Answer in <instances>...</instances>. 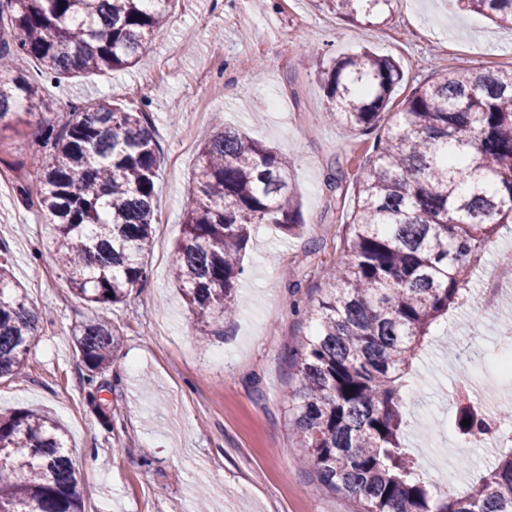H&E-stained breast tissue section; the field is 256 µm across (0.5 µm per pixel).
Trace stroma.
<instances>
[{
	"instance_id": "stroma-1",
	"label": "stroma",
	"mask_w": 512,
	"mask_h": 512,
	"mask_svg": "<svg viewBox=\"0 0 512 512\" xmlns=\"http://www.w3.org/2000/svg\"><path fill=\"white\" fill-rule=\"evenodd\" d=\"M364 47L401 65L394 111L438 68L512 67V29L453 11L446 0H396L367 22L349 21L330 0H267L261 11L250 0H174L137 65L43 82L42 112L55 123L74 102L111 97L144 108L163 159L148 276L106 310L123 341L92 402L72 329L98 309L72 292L37 201L19 192L46 163L39 125L22 113L0 131V260L41 316L20 373L0 381V413L31 408L63 426L84 512H196L203 488L212 492L208 512H359L358 502L324 488L300 463L285 396L299 384L288 352L309 332L304 310L317 295L315 270L341 251L343 226L326 178L339 168L357 173L369 145L327 119L322 72ZM219 122L286 157L302 223L288 236L270 224L254 227L236 316L203 346L171 265L198 145ZM315 239L323 247L312 255ZM509 322L512 305L495 319L457 310L413 362L414 380L402 392L405 444L418 464L447 465V478L430 486L434 497L495 463L496 449L449 435L445 395L484 378Z\"/></svg>"
}]
</instances>
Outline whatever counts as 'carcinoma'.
I'll list each match as a JSON object with an SVG mask.
<instances>
[{
	"label": "carcinoma",
	"mask_w": 512,
	"mask_h": 512,
	"mask_svg": "<svg viewBox=\"0 0 512 512\" xmlns=\"http://www.w3.org/2000/svg\"><path fill=\"white\" fill-rule=\"evenodd\" d=\"M174 0H0V130L24 106L39 117L47 161L23 189L37 197L47 242L73 291L94 305L124 301L146 278L161 156L147 113L98 100L71 106L61 126L38 116L46 81L134 66L169 20ZM354 21L396 0H330ZM512 25V0H455ZM399 63L363 50L324 72L327 118L374 135L352 204L341 212L344 248L322 275L307 316L313 330L290 351L299 385L286 395L293 434L321 484L362 512H512V447L478 481L434 499L402 442L400 390L425 337L448 314L478 308L481 254L512 224V69H443L380 121L402 81ZM300 216L288 162L274 148L223 127L198 154L173 277L201 342L224 335L256 224L286 233ZM40 317L0 263V378L16 375ZM87 382L111 363L121 329L104 314L75 326ZM463 438L485 422L462 412ZM0 512H84L79 473L56 420L34 410L0 415Z\"/></svg>",
	"instance_id": "1"
}]
</instances>
